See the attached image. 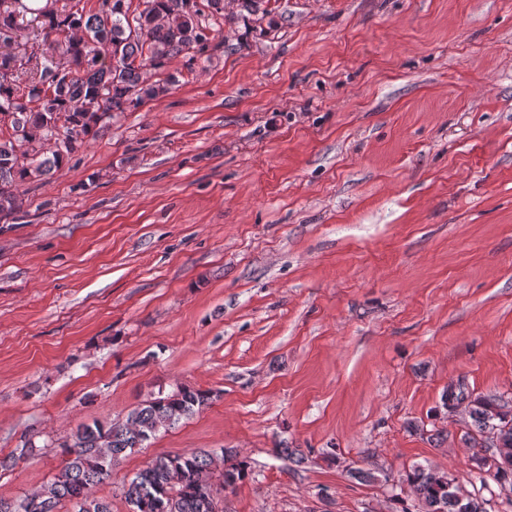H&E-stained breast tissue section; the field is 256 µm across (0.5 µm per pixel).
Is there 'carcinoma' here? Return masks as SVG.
Returning a JSON list of instances; mask_svg holds the SVG:
<instances>
[{"instance_id":"cac0c4a2","label":"carcinoma","mask_w":512,"mask_h":512,"mask_svg":"<svg viewBox=\"0 0 512 512\" xmlns=\"http://www.w3.org/2000/svg\"><path fill=\"white\" fill-rule=\"evenodd\" d=\"M0 0V223L20 211V187L61 171L78 148L93 139L105 120L164 96L172 74L152 80L151 70L192 52H205L209 27L197 0H73L62 13L51 3L31 7L24 0ZM30 17L43 33L38 56L14 53L16 17ZM207 391L180 387L132 410L121 422H96L78 429L61 445L63 464L40 490L21 499L0 498V512H57L64 501L74 512H112L94 489L112 475L115 462L205 406ZM442 405L468 402L472 426L496 442L495 477L512 492V400L470 398L445 391ZM208 451L156 456L122 485L131 512H215L211 486L218 478L233 488L248 476L250 463L221 449L224 470H213ZM402 482L422 512H485L461 492L448 473L414 466Z\"/></svg>"}]
</instances>
